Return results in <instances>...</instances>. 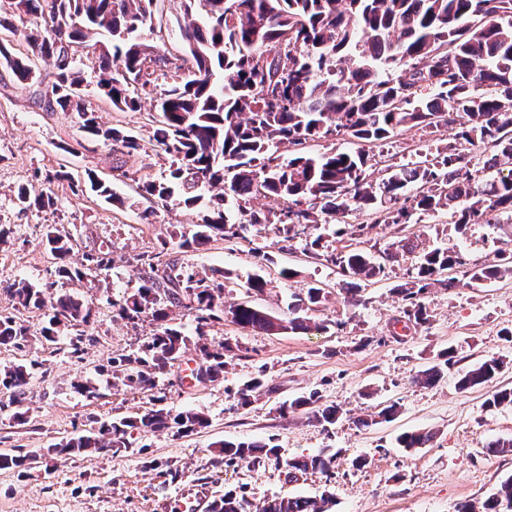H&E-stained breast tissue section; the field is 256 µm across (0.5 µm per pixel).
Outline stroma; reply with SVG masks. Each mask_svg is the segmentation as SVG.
Listing matches in <instances>:
<instances>
[{
  "mask_svg": "<svg viewBox=\"0 0 512 512\" xmlns=\"http://www.w3.org/2000/svg\"><path fill=\"white\" fill-rule=\"evenodd\" d=\"M153 26L143 40L168 57L182 54L176 24L181 0H154ZM76 56L85 82L83 103L100 122L148 138L156 111L145 99L136 111H119L97 87L92 70L96 50L92 43L78 47ZM37 83L19 81L0 65V225L9 228L0 243V314L13 316L32 330L23 350L0 348V370L35 363L31 382L20 405L24 421L14 410H0V453L27 456L24 467L0 469V512H191L233 492L245 497L253 512L277 496L318 497L331 492V512H456L463 502L483 503L512 476V454L492 455L487 445L512 438V407L487 408L497 389L512 388V276L482 288L460 286L430 289L424 297L429 321L405 329L404 303L394 288L419 260L404 255L387 277L362 285L357 302H350L336 267L307 258L301 244L279 250L277 237L266 230L251 240L213 237L200 248L175 251V259L207 276L223 277L224 301L246 297L248 277L267 282L255 303L277 317H286L293 295L306 288H323L326 299L314 311L319 331L266 334L240 329L230 321L207 329L208 345L237 346L223 375L198 381L192 371L202 362L195 335L194 315L171 307L174 324L189 338L180 359L159 377L154 388L132 391L117 379L114 359L136 356L153 330L150 319L131 323L122 319L113 303L139 285L133 265L137 255L156 251L164 240L191 233L207 213L203 204L185 207L178 199L148 204L135 193L132 180H160L168 163L160 150L147 148L129 154L111 144L88 138L76 113L48 108L45 94L55 80L52 60L35 59ZM72 181L47 182L58 169ZM110 180L125 199L115 207L84 190L88 176ZM31 194L50 193V209H22L19 187ZM154 208L143 220L146 208ZM58 224L72 237V265L85 253L103 250L112 256V268L95 287L63 284L57 261L43 241L45 225ZM332 224L319 234L330 248L364 249L379 253L392 238L389 229L367 224L362 237H336ZM422 248L459 247L466 263H493L499 249L512 247V222L472 224L464 231L442 218L414 225ZM265 247L268 259L258 262L252 246ZM295 269L293 278L282 269ZM24 280L51 292L78 295L91 308L79 346L70 335L49 344L38 333L42 315L17 307L8 284ZM457 362L437 384L417 382L419 371L439 362L443 352ZM503 361L491 382L460 389L457 372L482 358ZM265 387L254 402L237 407L234 391L253 377ZM91 381L99 395L88 398L73 387L76 380ZM318 393L320 401L338 407L341 418L325 428L309 420L306 410L284 415L280 407L294 398ZM400 406L390 421L374 419L385 404ZM152 407L173 411L192 408L205 414L207 428L187 436L172 431L137 433L131 448H105L48 461V448L70 437L121 417L136 416ZM434 431L429 447L407 454L396 448L405 431ZM272 438L281 447L282 465L267 462L255 467L225 466L219 444L225 440ZM333 454L329 474L289 473L288 459ZM366 466L353 468L354 457Z\"/></svg>",
  "mask_w": 512,
  "mask_h": 512,
  "instance_id": "obj_1",
  "label": "stroma"
}]
</instances>
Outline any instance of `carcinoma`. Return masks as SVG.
I'll use <instances>...</instances> for the list:
<instances>
[{
	"mask_svg": "<svg viewBox=\"0 0 512 512\" xmlns=\"http://www.w3.org/2000/svg\"><path fill=\"white\" fill-rule=\"evenodd\" d=\"M153 0H14L9 13L0 8V27L8 16L33 15L44 22L41 31L24 35L33 55L53 61L76 52L91 37L103 36L93 68L101 73L97 86L118 110H135L142 101L138 86H169L155 105L150 141L169 160L168 175L138 186L149 200L166 202L179 196L185 207L201 199L197 191L220 185L224 192L209 200L211 215L189 235L172 243L175 249L197 248L214 236L248 239V233L272 228L280 242L293 246L300 227L330 224L349 211H365L372 223L393 229V240L380 262L368 251L335 252L317 235L303 251L315 260L339 268L344 286L356 298L361 283L386 276L387 264L399 254L417 248L400 235V226L415 216L446 213L461 231L469 224H495L512 217V0H182L183 55L175 62L156 55L140 41V32L152 27ZM0 59L22 80L36 72L30 58H19L0 43ZM83 78L77 62L57 68V94L49 105L75 111L82 131L110 142L128 153L143 149L141 140L117 128H103L81 105ZM448 129V145L437 154L415 150L417 159L390 164L387 176L373 180L371 158L363 146L381 148L398 132H436ZM333 133L359 146L353 151L313 154L308 143ZM91 188L111 203L123 199L103 179L90 180ZM276 196L287 205L278 212L256 210L257 196ZM17 198L29 209L50 207V194L31 196L18 188ZM244 216L230 221L226 205ZM44 238L60 261L58 275L83 283L95 267L102 272L112 259L104 252L87 253L84 263L66 262L72 246L69 234L54 224L45 225ZM168 252L140 256L136 291L118 304L119 315L134 321L151 318L154 333L141 348L142 356L121 358L123 385L148 390L173 365L189 342L172 324L169 307L183 306L194 313L198 338L215 321L229 319L242 330L274 334L311 329L310 318L295 315L304 306L321 303L323 289L311 287L298 297L289 316L278 318L250 300L224 304V283L166 260ZM465 265L454 249L424 252L409 280L395 291L405 302V323H427L423 295L432 287L456 288L453 275ZM512 275V251L494 264L474 265L463 271L474 288ZM16 305L44 311L39 335L57 341L59 328L87 324L90 308L68 293L54 294L30 282L8 285ZM30 329L10 316L0 315V347L21 349ZM206 374L213 379L224 371L233 347L200 346ZM135 362L137 367L128 364ZM453 356L417 375L432 385L453 367ZM503 362L486 358L462 371L458 385L467 390L493 380ZM32 372L25 364L0 370V392L9 391V404H20ZM255 377L236 392L246 407L263 389ZM301 408L326 428L336 424L340 411L322 406L312 392L281 406L286 415ZM208 426L207 417L193 410L176 414L164 408L125 417L98 432L71 438L47 455L76 454L106 446L128 447L134 430L174 429L182 436ZM434 440L430 431L406 432L396 443L412 451ZM224 463L233 465L280 462L273 439L226 441L219 444ZM333 458L322 454L286 461L288 470L329 471ZM512 504V476L478 511L469 503L457 512H503ZM333 494L318 498L278 497L261 512H330ZM245 498L231 492L211 504V512H247Z\"/></svg>",
	"mask_w": 512,
	"mask_h": 512,
	"instance_id": "1",
	"label": "carcinoma"
}]
</instances>
